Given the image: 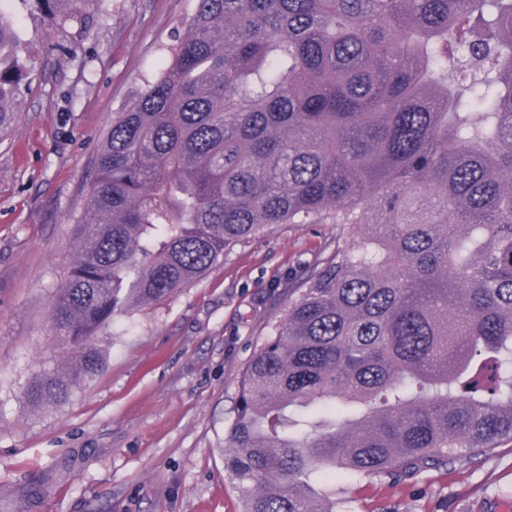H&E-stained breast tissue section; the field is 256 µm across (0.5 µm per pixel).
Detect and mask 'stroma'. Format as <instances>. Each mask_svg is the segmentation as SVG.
Returning a JSON list of instances; mask_svg holds the SVG:
<instances>
[{"instance_id": "1", "label": "stroma", "mask_w": 512, "mask_h": 512, "mask_svg": "<svg viewBox=\"0 0 512 512\" xmlns=\"http://www.w3.org/2000/svg\"><path fill=\"white\" fill-rule=\"evenodd\" d=\"M196 0H89L46 29L20 11L30 75L0 135V512H241L224 471L239 376L332 224H279L175 296L116 318L105 365L63 405L34 374L69 351L50 299L92 157L158 73ZM353 512H512V441L417 478L345 476Z\"/></svg>"}]
</instances>
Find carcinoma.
<instances>
[{
  "label": "carcinoma",
  "instance_id": "carcinoma-1",
  "mask_svg": "<svg viewBox=\"0 0 512 512\" xmlns=\"http://www.w3.org/2000/svg\"><path fill=\"white\" fill-rule=\"evenodd\" d=\"M4 2L0 132L28 69ZM84 2L25 0L52 25ZM93 169L51 304L74 363L30 402L67 403L116 317L237 243L334 224L238 381L243 512H351L317 481L512 440V0H196Z\"/></svg>",
  "mask_w": 512,
  "mask_h": 512
}]
</instances>
